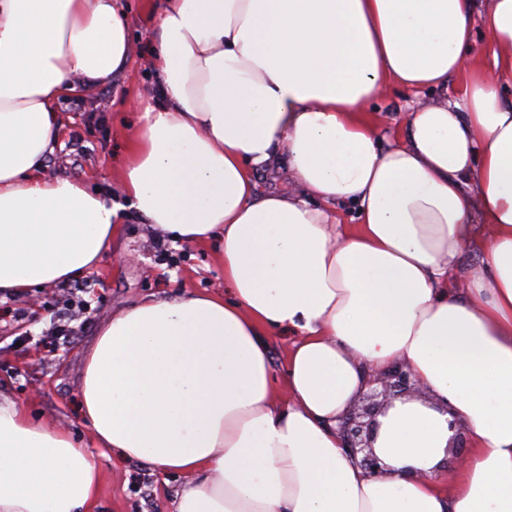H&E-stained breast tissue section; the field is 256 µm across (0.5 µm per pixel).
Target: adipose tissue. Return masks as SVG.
Returning <instances> with one entry per match:
<instances>
[{"label": "adipose tissue", "mask_w": 512, "mask_h": 512, "mask_svg": "<svg viewBox=\"0 0 512 512\" xmlns=\"http://www.w3.org/2000/svg\"><path fill=\"white\" fill-rule=\"evenodd\" d=\"M122 13L0 0V295L92 272L118 235L120 205L46 159L59 100L121 72ZM155 28L163 101L122 190L173 240L219 237L224 292L101 326L80 385L99 447L185 474L175 512H512V0H164ZM390 85L443 98L383 146L366 106ZM279 160L302 197L257 195ZM398 361L429 399L381 416L377 477L337 426ZM452 417L469 447L450 470ZM101 481L66 428L0 395V512H91ZM292 337L288 334L282 336H272L270 340V358L272 368L280 381L283 366L286 362L288 355V348L290 347Z\"/></svg>", "instance_id": "adipose-tissue-1"}]
</instances>
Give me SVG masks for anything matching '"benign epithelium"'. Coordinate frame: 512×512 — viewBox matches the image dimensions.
<instances>
[{
    "label": "benign epithelium",
    "mask_w": 512,
    "mask_h": 512,
    "mask_svg": "<svg viewBox=\"0 0 512 512\" xmlns=\"http://www.w3.org/2000/svg\"><path fill=\"white\" fill-rule=\"evenodd\" d=\"M368 390L350 407L339 423L345 453L358 462L370 475L384 476L388 468L377 456L373 444L377 438L380 422L378 417L397 400L425 397L413 370L404 362H399L381 373L370 375ZM455 436L450 443L449 466H458L463 461L459 448L463 447L462 431L457 423Z\"/></svg>",
    "instance_id": "benign-epithelium-1"
}]
</instances>
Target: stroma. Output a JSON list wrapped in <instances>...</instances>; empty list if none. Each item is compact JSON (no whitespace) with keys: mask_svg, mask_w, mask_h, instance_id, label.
Wrapping results in <instances>:
<instances>
[{"mask_svg":"<svg viewBox=\"0 0 512 512\" xmlns=\"http://www.w3.org/2000/svg\"><path fill=\"white\" fill-rule=\"evenodd\" d=\"M162 0H125L133 45L120 74L107 85L60 104L62 127L47 158L50 173L82 182L90 191L122 204L121 226L111 250L92 272L23 295L0 300V393L36 418L65 425L103 472L99 512H174V493L184 476L161 472L97 447L80 417L83 358L98 329L119 309L157 295L220 294L224 266L217 244H169L153 248L154 232L126 206L118 171L137 118L158 104L159 75L152 64L153 17ZM412 97L398 88L368 104L379 113L384 135L396 134Z\"/></svg>","mask_w":512,"mask_h":512,"instance_id":"1","label":"stroma"}]
</instances>
